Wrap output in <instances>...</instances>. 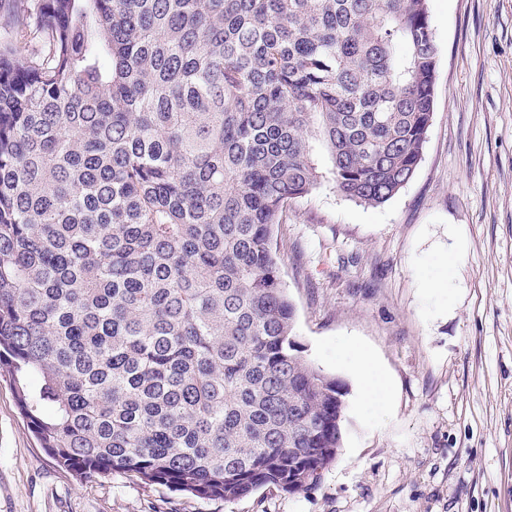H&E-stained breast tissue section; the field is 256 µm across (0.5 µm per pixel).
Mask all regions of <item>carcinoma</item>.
Masks as SVG:
<instances>
[{
	"label": "carcinoma",
	"mask_w": 512,
	"mask_h": 512,
	"mask_svg": "<svg viewBox=\"0 0 512 512\" xmlns=\"http://www.w3.org/2000/svg\"><path fill=\"white\" fill-rule=\"evenodd\" d=\"M0 27V371L39 447L209 501L327 468L346 383L302 355L274 230L327 177L370 207L413 178L428 0H7Z\"/></svg>",
	"instance_id": "obj_1"
}]
</instances>
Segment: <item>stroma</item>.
Listing matches in <instances>:
<instances>
[{
	"instance_id": "35a3bbf8",
	"label": "stroma",
	"mask_w": 512,
	"mask_h": 512,
	"mask_svg": "<svg viewBox=\"0 0 512 512\" xmlns=\"http://www.w3.org/2000/svg\"><path fill=\"white\" fill-rule=\"evenodd\" d=\"M428 6L434 114L413 179L378 207L323 183L275 233L304 354L348 387L319 482L229 502L120 473L83 484L0 376V512H512V0ZM355 347L390 398L363 395Z\"/></svg>"
}]
</instances>
